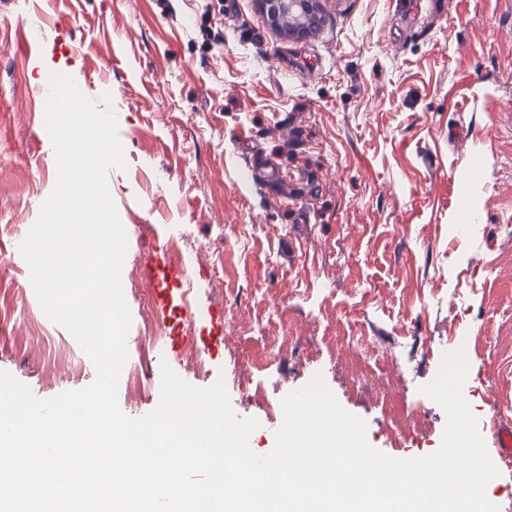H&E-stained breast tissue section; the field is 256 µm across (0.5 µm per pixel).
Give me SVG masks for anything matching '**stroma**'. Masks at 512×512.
<instances>
[{"label":"stroma","instance_id":"stroma-1","mask_svg":"<svg viewBox=\"0 0 512 512\" xmlns=\"http://www.w3.org/2000/svg\"><path fill=\"white\" fill-rule=\"evenodd\" d=\"M322 7L323 27L289 42L259 0H0V370L41 399L96 376L11 255L56 184L37 90L63 73L94 101L110 94L120 117L127 167L108 186L123 272L179 231L193 305L223 301L224 346L207 375H179L224 382L235 412L260 423L255 453L273 449L282 417L254 391L278 402L317 375L374 448L436 452L446 414L420 388L461 348L472 412L512 421V0ZM21 26L28 57L12 47ZM247 142L299 180L294 202L249 180ZM478 156L485 177L466 181ZM463 211L474 233H460ZM122 286L126 365L143 373L135 385L121 374L118 403L137 418L158 404L157 348L139 289ZM283 321L292 349L249 373ZM347 332L370 350L329 354L328 337Z\"/></svg>","mask_w":512,"mask_h":512}]
</instances>
